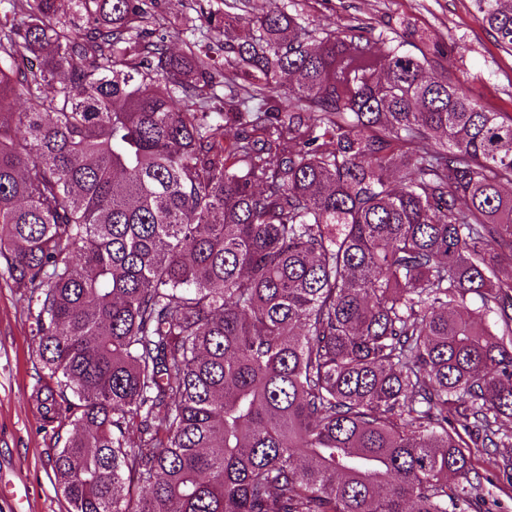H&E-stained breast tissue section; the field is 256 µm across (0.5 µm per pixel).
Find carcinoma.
<instances>
[{"label":"carcinoma","mask_w":512,"mask_h":512,"mask_svg":"<svg viewBox=\"0 0 512 512\" xmlns=\"http://www.w3.org/2000/svg\"><path fill=\"white\" fill-rule=\"evenodd\" d=\"M221 3L177 55L157 0L0 10V275L69 512H490L479 451L512 500V113L446 46Z\"/></svg>","instance_id":"carcinoma-1"}]
</instances>
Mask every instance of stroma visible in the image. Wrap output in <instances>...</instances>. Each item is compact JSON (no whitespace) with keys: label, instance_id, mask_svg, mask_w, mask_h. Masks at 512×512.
I'll use <instances>...</instances> for the list:
<instances>
[{"label":"stroma","instance_id":"obj_1","mask_svg":"<svg viewBox=\"0 0 512 512\" xmlns=\"http://www.w3.org/2000/svg\"><path fill=\"white\" fill-rule=\"evenodd\" d=\"M297 10L313 28L364 26L371 37L400 35L424 49L463 46L464 54L440 61L449 77L463 82L482 104L512 112V55L499 46L470 0H297ZM36 349L27 303L0 277V475L27 486L26 512H67L48 466L57 436L42 429L28 401L38 381Z\"/></svg>","mask_w":512,"mask_h":512}]
</instances>
